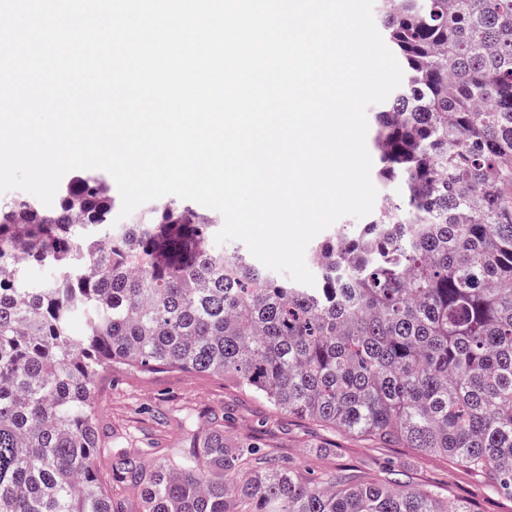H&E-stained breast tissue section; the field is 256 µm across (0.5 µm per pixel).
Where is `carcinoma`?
<instances>
[{"label": "carcinoma", "instance_id": "obj_1", "mask_svg": "<svg viewBox=\"0 0 512 512\" xmlns=\"http://www.w3.org/2000/svg\"><path fill=\"white\" fill-rule=\"evenodd\" d=\"M403 70L374 113L403 195L310 254L314 286L217 253L170 200L112 224L91 174L0 201V512H119L96 380L193 370L331 429L447 455L512 497V0H381ZM52 268L33 283L16 263ZM142 512H471L436 489L310 476L217 427L126 459Z\"/></svg>", "mask_w": 512, "mask_h": 512}]
</instances>
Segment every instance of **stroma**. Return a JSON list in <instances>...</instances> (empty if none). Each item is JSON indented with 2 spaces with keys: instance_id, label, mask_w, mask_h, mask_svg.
I'll return each mask as SVG.
<instances>
[{
  "instance_id": "1",
  "label": "stroma",
  "mask_w": 512,
  "mask_h": 512,
  "mask_svg": "<svg viewBox=\"0 0 512 512\" xmlns=\"http://www.w3.org/2000/svg\"><path fill=\"white\" fill-rule=\"evenodd\" d=\"M94 422L104 439L119 442L133 456L145 448L164 456L186 446L195 428L218 424L226 438L257 439L268 454L315 475L342 471L365 482L434 486L466 502L471 512H512V499L450 457L420 456L411 448L338 433L276 410L219 376L171 369L103 374Z\"/></svg>"
}]
</instances>
